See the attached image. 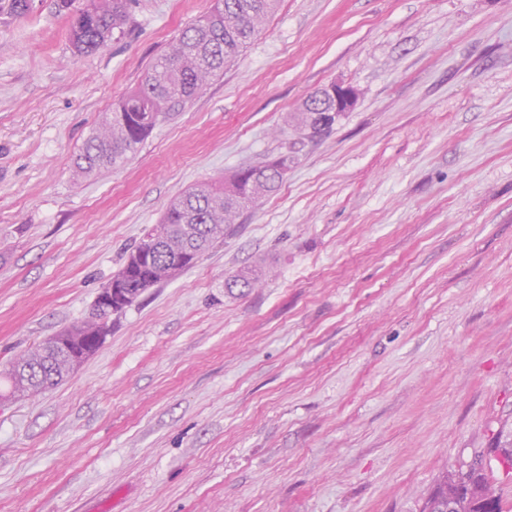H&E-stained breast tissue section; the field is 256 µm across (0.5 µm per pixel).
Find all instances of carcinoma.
Instances as JSON below:
<instances>
[{
    "mask_svg": "<svg viewBox=\"0 0 512 512\" xmlns=\"http://www.w3.org/2000/svg\"><path fill=\"white\" fill-rule=\"evenodd\" d=\"M71 15L70 40L78 54L99 50L114 34L133 23L131 5L138 0H90ZM278 0H214L211 11L168 44L166 53L144 74L140 84L107 113L87 139L76 171L90 176L128 160L158 123L186 108L209 82L234 62L271 14ZM335 118L318 119L303 103L291 127L300 139L329 133ZM237 170L225 182L201 183L174 199L160 223L145 230L112 276V312L132 305L154 285L190 268L208 244L224 237L240 212L274 192L288 170V155ZM71 369L63 358L39 345L0 372L11 397L59 384ZM451 499L457 512H486L487 500L502 512L500 497L477 460L465 472L444 475L429 495L423 512H435L439 500Z\"/></svg>",
    "mask_w": 512,
    "mask_h": 512,
    "instance_id": "carcinoma-1",
    "label": "carcinoma"
}]
</instances>
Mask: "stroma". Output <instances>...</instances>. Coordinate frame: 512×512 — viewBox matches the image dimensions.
Listing matches in <instances>:
<instances>
[{"instance_id": "obj_1", "label": "stroma", "mask_w": 512, "mask_h": 512, "mask_svg": "<svg viewBox=\"0 0 512 512\" xmlns=\"http://www.w3.org/2000/svg\"><path fill=\"white\" fill-rule=\"evenodd\" d=\"M212 4L142 0L83 56L56 0L0 11V364L87 316L172 199L284 152L307 95L359 92L62 384L0 381V512H422L478 459L512 512L487 454L512 442V0H278L132 158L77 177Z\"/></svg>"}]
</instances>
